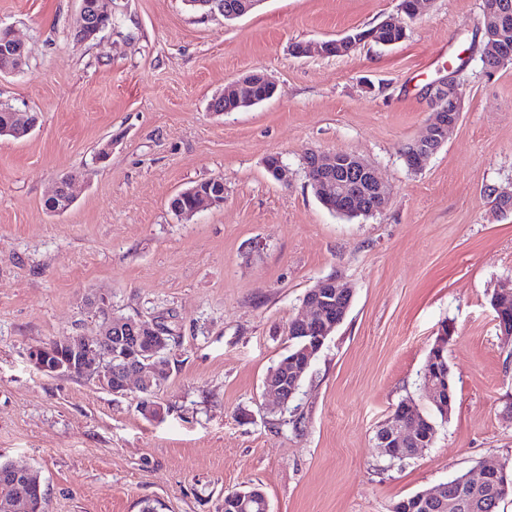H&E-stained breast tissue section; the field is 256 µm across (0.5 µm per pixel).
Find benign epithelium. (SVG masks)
<instances>
[{
	"mask_svg": "<svg viewBox=\"0 0 512 512\" xmlns=\"http://www.w3.org/2000/svg\"><path fill=\"white\" fill-rule=\"evenodd\" d=\"M112 16V0H98L94 9L83 7L75 18V25L81 31L84 40L94 38L102 29L108 17ZM485 33L483 60L486 69L494 72L512 64V0H482V26ZM406 35V27L388 17L377 26L353 35L322 41L313 46L298 43L293 53L304 57L312 52L321 55H345L357 43L364 40L382 42L386 33ZM26 60L25 44L8 28L0 30V71L13 72L22 68ZM264 85L268 92L275 93V83L265 74L252 72L241 77L229 86L220 98L231 100L235 108L240 109L257 103L255 90ZM433 100V112L428 121L426 134L406 144L402 156L410 169L417 171L445 145L449 133L457 126L462 112V95L458 85L450 79H440L430 87ZM305 169L309 184L318 200L329 210L344 215L375 214L381 211L391 193L390 187L376 174L373 166L362 158L336 152L322 154L314 150L306 153ZM224 204V194L215 195L198 191L194 207L183 212L190 216L205 205ZM512 292V281L501 282L494 292V320L505 342H512V321L502 313L501 298ZM350 292L340 283L336 275L322 279L318 286L303 298L301 314L292 322L288 335L299 343L297 352L283 361L280 369H292L302 374L310 365L314 354L318 352L327 337L342 323L351 305ZM97 316L101 318V332L95 337L69 336L53 341L30 351V360L42 372L48 375L84 376L94 371L95 383L114 393L124 395L134 380L138 391L148 397L145 413L162 412L160 404L153 400V386L162 384L170 373L169 360L160 357L158 348L166 345L168 330L157 321L140 318L104 315L111 304L104 295L94 302ZM125 331L137 345L136 363L127 370L126 375L112 380V363L102 355L101 347L112 342V329ZM267 393L274 397L273 409L285 408L296 393L295 385H285L269 378L264 382ZM443 377L437 367L428 368L426 395L428 399L444 413L451 411V400L446 398ZM420 413L405 403L402 410L393 413L381 425L377 435L378 448L386 458L394 461L404 458L399 448L420 440L422 423ZM512 482L506 472V465L482 466L472 470L463 478L443 482L434 489L418 494L423 502L444 507L450 505L462 512L467 508L468 493L473 488L484 487L496 492L507 490Z\"/></svg>",
	"mask_w": 512,
	"mask_h": 512,
	"instance_id": "1",
	"label": "benign epithelium"
}]
</instances>
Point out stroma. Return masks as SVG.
<instances>
[{"instance_id":"obj_1","label":"stroma","mask_w":512,"mask_h":512,"mask_svg":"<svg viewBox=\"0 0 512 512\" xmlns=\"http://www.w3.org/2000/svg\"><path fill=\"white\" fill-rule=\"evenodd\" d=\"M263 0L233 21L185 0H113L115 24L75 38L80 0H0V26L27 46L0 73V103L38 117L0 137V459L34 468L47 512H224L260 488L270 512H391L396 501L481 464L512 467V344L490 296L512 280V66L485 72L480 0ZM403 41L295 57L297 43L370 29ZM251 71L277 82L260 104L215 114ZM449 77L463 109L419 171L401 150L422 136L428 88ZM356 154L392 187L386 208L346 218L308 184L304 156ZM280 156L279 181L265 167ZM76 177L66 211L46 201ZM224 181V203L183 219L172 199ZM337 275L351 306L313 361L295 411L265 407L264 379L290 348L305 294ZM175 336L168 379L145 417L137 393L47 375L30 351L96 335L90 298ZM454 324L451 415L432 445L389 462L378 427L408 402L434 407L420 373Z\"/></svg>"}]
</instances>
